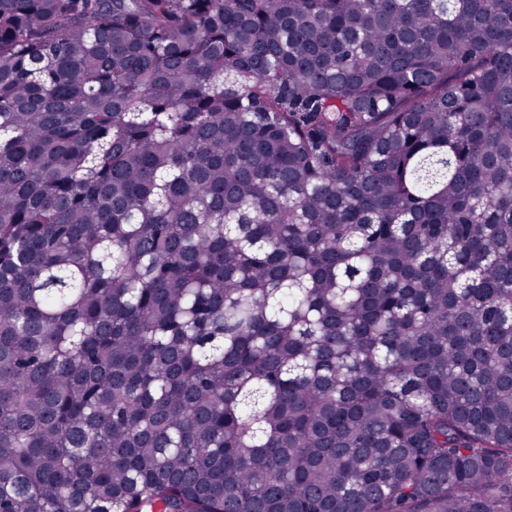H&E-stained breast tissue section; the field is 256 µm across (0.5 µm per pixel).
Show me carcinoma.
Here are the masks:
<instances>
[{"instance_id":"carcinoma-1","label":"carcinoma","mask_w":512,"mask_h":512,"mask_svg":"<svg viewBox=\"0 0 512 512\" xmlns=\"http://www.w3.org/2000/svg\"><path fill=\"white\" fill-rule=\"evenodd\" d=\"M0 512H512V0H0Z\"/></svg>"}]
</instances>
